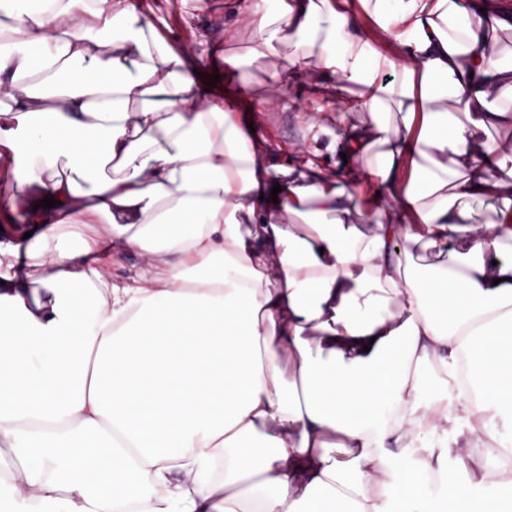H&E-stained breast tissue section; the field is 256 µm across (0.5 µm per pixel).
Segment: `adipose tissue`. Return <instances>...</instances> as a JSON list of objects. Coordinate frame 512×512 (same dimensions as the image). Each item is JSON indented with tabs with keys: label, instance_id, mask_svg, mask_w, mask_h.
Returning <instances> with one entry per match:
<instances>
[{
	"label": "adipose tissue",
	"instance_id": "ef3b65f1",
	"mask_svg": "<svg viewBox=\"0 0 512 512\" xmlns=\"http://www.w3.org/2000/svg\"><path fill=\"white\" fill-rule=\"evenodd\" d=\"M361 2L403 66L338 0H240L248 58L287 47L337 101L306 122L335 121L361 205L316 153L286 159L236 99L204 95L197 54L135 0L11 9L0 512H410L432 480L449 512H512V471L466 452L512 455L491 428L512 415V143L486 137L512 130V59L461 0ZM488 199L496 219L476 225ZM80 225L92 238L62 249ZM409 241L440 258L434 278ZM106 245L143 257L131 283ZM428 371L442 395L423 403Z\"/></svg>",
	"mask_w": 512,
	"mask_h": 512
}]
</instances>
